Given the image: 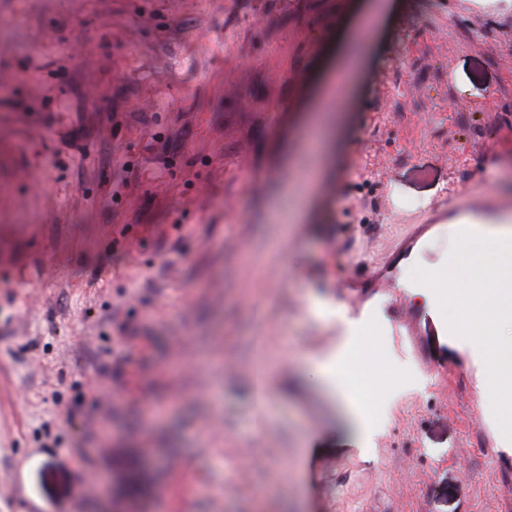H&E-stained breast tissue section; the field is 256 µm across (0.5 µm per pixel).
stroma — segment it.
Returning <instances> with one entry per match:
<instances>
[{
  "mask_svg": "<svg viewBox=\"0 0 512 512\" xmlns=\"http://www.w3.org/2000/svg\"><path fill=\"white\" fill-rule=\"evenodd\" d=\"M361 2L0 0V512H512L473 344L370 325L367 449L317 373L410 226L512 197V0H404L291 219Z\"/></svg>",
  "mask_w": 512,
  "mask_h": 512,
  "instance_id": "1",
  "label": "stroma"
}]
</instances>
